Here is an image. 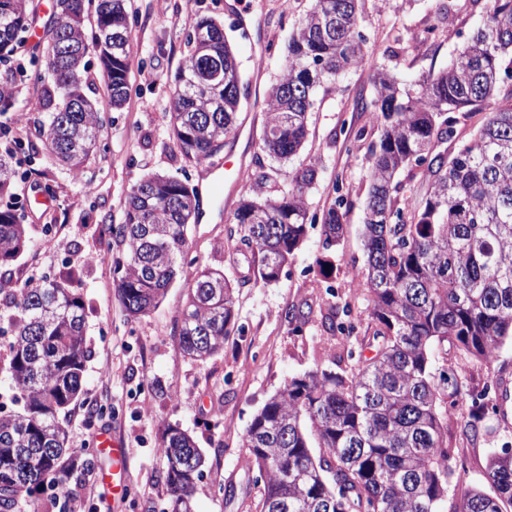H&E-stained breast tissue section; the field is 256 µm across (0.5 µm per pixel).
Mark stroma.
<instances>
[{"mask_svg":"<svg viewBox=\"0 0 512 512\" xmlns=\"http://www.w3.org/2000/svg\"><path fill=\"white\" fill-rule=\"evenodd\" d=\"M246 2L258 20L247 34L238 29L229 0H127L135 49L127 102L119 110L104 105L96 147L77 173L52 158L39 132L38 89L50 76L42 51L29 42L17 50L22 70L14 82L15 105L0 113V124L14 130V159L30 179L17 183L12 195H0V208L15 211L31 245L4 273L15 288L67 269L79 274L75 286L85 305L90 356L85 395L70 405L65 426L69 447L94 454L91 471L70 483L93 512H169L170 494L159 479V439L169 423L187 430L206 459L194 491L195 512H256L263 482L243 445L247 426L289 377L336 362L348 366L347 352L370 321L368 293L354 286L351 274L366 260L362 232L370 158L381 130L357 104L370 99L378 69L407 86L446 68L462 44L458 31L473 30L487 7L479 0L444 15L439 0H362L365 59L339 78L335 91L318 89L307 140L288 163L317 170L307 191L316 220L279 280L263 286L250 281L254 257L232 234L244 183L225 179L223 155L186 158L171 137L167 116L193 30L200 18H213L223 24L244 78L236 129L224 147L244 178H251L261 154L263 102L280 76L288 39L313 0H292L287 9L282 0ZM153 174L207 186L217 219L189 225L190 249L176 281L153 312L131 320L115 290L112 258L119 248L101 228L122 222L131 187ZM39 193L52 198V208H37ZM339 198L345 232L328 248L317 217ZM204 267L242 286L236 291L235 329L223 351L194 361L182 353L175 333L187 288ZM332 307L344 331L325 327ZM437 358L464 386L448 419L450 464L464 467L470 484H484L488 453L512 447V346L502 348L491 368L458 359L446 347ZM480 395L498 402L499 411L484 420L493 435L473 442L463 428L472 398ZM105 429L126 451L127 485L117 497L103 481L112 469L111 457L98 447Z\"/></svg>","mask_w":512,"mask_h":512,"instance_id":"35a3bbf8","label":"stroma"}]
</instances>
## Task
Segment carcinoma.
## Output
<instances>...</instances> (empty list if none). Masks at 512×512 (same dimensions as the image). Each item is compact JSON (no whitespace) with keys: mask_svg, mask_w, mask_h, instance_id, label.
<instances>
[{"mask_svg":"<svg viewBox=\"0 0 512 512\" xmlns=\"http://www.w3.org/2000/svg\"><path fill=\"white\" fill-rule=\"evenodd\" d=\"M126 0H100L94 43L108 82L109 105L123 106L131 68ZM83 0L54 14L44 57L55 61L41 85L37 120L54 157L78 171L96 145L102 124L87 93ZM37 12L33 0H0V61L6 59ZM178 72L169 128L188 158L211 157L237 122L242 86L239 65L224 31L204 17ZM366 54L358 0H313L287 45L279 81L265 101L260 150L285 162L308 134L317 88L338 78ZM222 67L221 79L206 78ZM361 104L380 125L372 149L363 239L371 324L349 352L350 370L316 368L293 376L253 417L244 440L263 489L259 512H444L456 476L450 512H512V454L492 450L488 489L472 488L449 464L444 432L448 407L463 386L436 367L435 352L451 345L460 356L493 365L512 343V0H489L483 24L436 75L413 88L388 72L373 82ZM483 114L470 137L453 150L435 144L455 139V126ZM426 165L429 185L421 203L401 205L400 174ZM315 170L284 172L271 184L258 164L235 214L243 242L256 245L254 282L280 278L307 231L306 189ZM15 179L0 157V194ZM344 199L323 211L326 247L344 233ZM199 208L187 182L154 174L135 184L123 222L106 224L121 251L113 258L116 291L128 318L154 309L189 251L187 226ZM29 247L24 225L0 209V267ZM7 343L8 385L0 389V507L35 492L68 486L76 449L66 447L63 417L84 394L88 358L83 299L70 273L45 276L22 288L0 287ZM235 328L230 279L208 268L187 289L178 345L204 361L224 349ZM369 355H364V352ZM489 405L472 399L466 434L482 435ZM159 447L161 480L170 512H194L193 495L205 459L193 438L168 425ZM320 449L314 455L312 449Z\"/></svg>","mask_w":512,"mask_h":512,"instance_id":"cac0c4a2","label":"carcinoma"}]
</instances>
